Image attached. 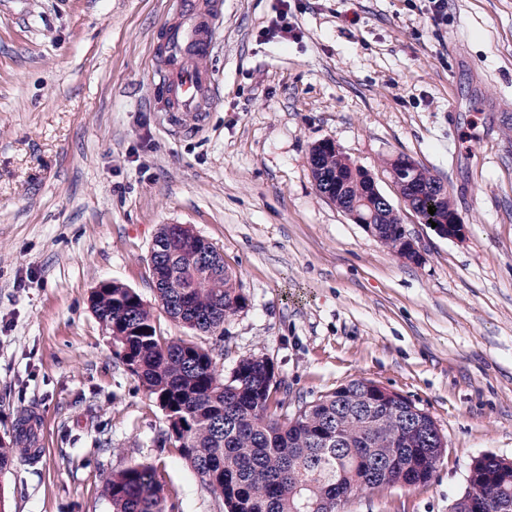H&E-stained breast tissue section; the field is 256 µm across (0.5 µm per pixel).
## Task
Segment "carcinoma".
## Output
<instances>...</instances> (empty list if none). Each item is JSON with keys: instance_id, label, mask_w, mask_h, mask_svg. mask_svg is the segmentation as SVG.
Masks as SVG:
<instances>
[{"instance_id": "1", "label": "carcinoma", "mask_w": 512, "mask_h": 512, "mask_svg": "<svg viewBox=\"0 0 512 512\" xmlns=\"http://www.w3.org/2000/svg\"><path fill=\"white\" fill-rule=\"evenodd\" d=\"M321 170L346 186L338 197L361 199L369 194L365 168L354 169L333 152L320 159ZM423 223L439 222L453 208L424 194L416 198ZM434 214H429L428 207ZM379 242L392 252L401 248V228L395 208L379 216ZM182 254L163 255L172 275L160 298L171 318L191 329L214 332L247 306L223 259L189 262L187 243ZM99 319L124 324L126 357L139 366L137 377L163 409L189 421L186 433H164L161 446L178 448L180 455L205 485L220 493L224 512H336L339 493L377 486L370 478V460L390 466L386 484L409 478L405 467L416 463L429 481L436 463L427 456L426 434L405 427L406 398L381 399L370 413L367 381L352 380L342 391L328 392L303 402L284 419L278 411L280 382L273 360L261 356L240 360L222 379L206 350L183 340H169L157 332L152 307L131 288L115 286L91 296ZM28 433L21 430L13 446L0 447V465L29 455ZM488 479L478 485L485 512H498L502 499H512V475L496 477L488 464ZM105 492L112 512H168L156 470L139 464L107 479Z\"/></svg>"}]
</instances>
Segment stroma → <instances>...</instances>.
<instances>
[{
  "instance_id": "obj_1",
  "label": "stroma",
  "mask_w": 512,
  "mask_h": 512,
  "mask_svg": "<svg viewBox=\"0 0 512 512\" xmlns=\"http://www.w3.org/2000/svg\"><path fill=\"white\" fill-rule=\"evenodd\" d=\"M190 132L154 71L178 0H0V444L40 415L38 462L0 477L5 512H112L106 478L156 468L178 512H224L166 416L112 349L105 281L155 307L161 336L218 372L265 355L288 412L354 379L397 391L446 441L432 479L336 512H449L483 454L512 460V0H223ZM287 8L298 38L266 30ZM335 140L374 177L424 261L383 247L316 189ZM404 153L467 226L439 237L385 165ZM208 239L247 306L213 333L156 307L162 225Z\"/></svg>"
}]
</instances>
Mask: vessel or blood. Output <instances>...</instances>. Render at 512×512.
Masks as SVG:
<instances>
[{"mask_svg": "<svg viewBox=\"0 0 512 512\" xmlns=\"http://www.w3.org/2000/svg\"><path fill=\"white\" fill-rule=\"evenodd\" d=\"M214 0H180V12L168 29L157 77L168 91L166 107L195 115L215 92L203 60L213 52Z\"/></svg>", "mask_w": 512, "mask_h": 512, "instance_id": "obj_1", "label": "vessel or blood"}]
</instances>
